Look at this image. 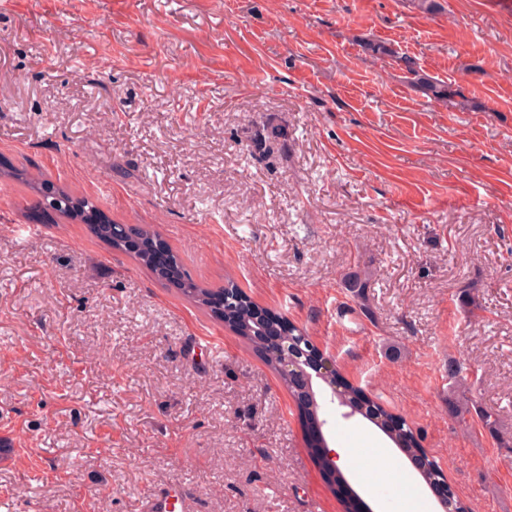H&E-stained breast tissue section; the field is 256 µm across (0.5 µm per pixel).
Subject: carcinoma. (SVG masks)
<instances>
[{"instance_id": "1", "label": "carcinoma", "mask_w": 512, "mask_h": 512, "mask_svg": "<svg viewBox=\"0 0 512 512\" xmlns=\"http://www.w3.org/2000/svg\"><path fill=\"white\" fill-rule=\"evenodd\" d=\"M364 48L375 57L387 56L395 59V62L404 67L410 82L419 86L427 96L437 101L448 102L461 111L469 108V101L461 97L458 89L450 83L438 81L420 73L416 63L410 57L400 56L387 46L378 43L366 42ZM2 176L24 181L31 191L40 197V206L43 209L56 212L73 222L86 225L92 234L106 241L113 250L132 255L155 278L160 281H168L167 269L158 267L154 262L153 244L158 240L154 230L147 227H137L127 233L125 237L117 239L114 237L112 225L100 222L99 207L92 199L86 196H75L63 188L47 195L45 194L47 182L39 173L19 174L1 170L0 177ZM174 287L184 297L195 303L198 308L210 311L223 319L224 323L236 335L250 341L256 348L264 349L268 365L274 370L278 369L279 362L276 361L275 350L271 349V345L266 343V339L263 338L259 341L254 339V332L257 329L263 330V335H268L266 323L259 318L258 308L234 284L231 283L214 290L201 286L186 274L181 282L174 284ZM284 343L289 354L299 359L309 357L310 342L295 327H288ZM449 369L451 370V378L454 379L455 383L453 392L457 394L455 401L452 402V413L455 417L464 420L471 414V409L469 399L466 396L462 370L459 365L452 363L449 364ZM342 396L343 400L340 401V404L364 415L374 423L386 427V431L398 447L406 453L414 454L420 450L418 440L406 423L389 414L381 404L364 396L360 389L348 385L344 388ZM329 473L333 475L336 493L344 496L347 512H365L364 505L346 488L341 472L331 467Z\"/></svg>"}]
</instances>
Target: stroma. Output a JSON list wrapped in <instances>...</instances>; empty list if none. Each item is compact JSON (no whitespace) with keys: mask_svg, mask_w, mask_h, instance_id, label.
Wrapping results in <instances>:
<instances>
[{"mask_svg":"<svg viewBox=\"0 0 512 512\" xmlns=\"http://www.w3.org/2000/svg\"><path fill=\"white\" fill-rule=\"evenodd\" d=\"M440 2L0 0V167L152 226L183 272L234 283L405 419L470 512H512V7ZM35 200L0 181V512H144L165 488L175 512H344L261 351ZM452 361L498 435L451 413ZM314 388L373 512L412 493L442 512ZM364 48L370 52L372 56H387L394 58L395 62L404 67L402 69H404L409 75L407 77L410 79V82L418 85L428 97H431L437 101L448 102L451 105L459 108L461 111L467 110L469 108V101L461 95L458 89L454 88L451 83L434 80L428 75L421 74L416 67V63L410 57L403 55L400 56L391 48L378 43L365 42ZM456 97H460L461 100H456Z\"/></svg>","mask_w":512,"mask_h":512,"instance_id":"1","label":"stroma"}]
</instances>
